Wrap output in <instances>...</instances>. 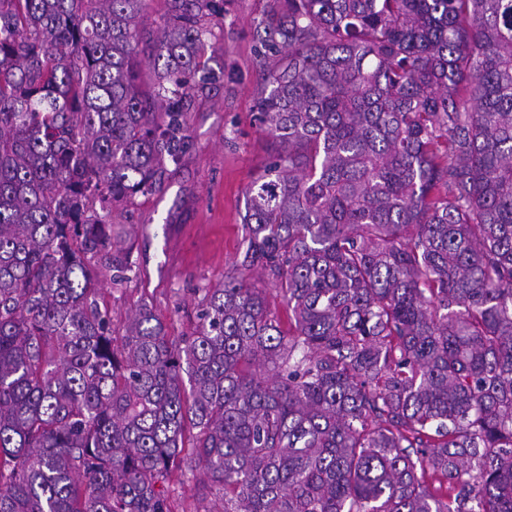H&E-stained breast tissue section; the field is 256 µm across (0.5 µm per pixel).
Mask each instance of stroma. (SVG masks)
<instances>
[{
  "instance_id": "1",
  "label": "stroma",
  "mask_w": 512,
  "mask_h": 512,
  "mask_svg": "<svg viewBox=\"0 0 512 512\" xmlns=\"http://www.w3.org/2000/svg\"><path fill=\"white\" fill-rule=\"evenodd\" d=\"M267 0H226L206 56L221 79L195 97L188 114L187 147L155 194L137 198L113 217L132 250L134 270L102 301L116 324L141 303L178 336L199 288L222 284L243 251L242 217L252 180L268 165L272 144L255 119L261 78L256 26ZM172 512H220L214 495L201 498L192 476L169 486Z\"/></svg>"
}]
</instances>
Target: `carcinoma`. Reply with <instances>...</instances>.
Here are the masks:
<instances>
[{"mask_svg": "<svg viewBox=\"0 0 512 512\" xmlns=\"http://www.w3.org/2000/svg\"><path fill=\"white\" fill-rule=\"evenodd\" d=\"M147 7L0 0V512H512V0H268L236 267L288 328L240 275L177 337L99 299L224 0ZM169 496L172 512H204L205 509L220 510L223 507L218 495L202 499L198 493L195 480L190 474L181 480L174 479L169 485Z\"/></svg>", "mask_w": 512, "mask_h": 512, "instance_id": "1", "label": "carcinoma"}]
</instances>
